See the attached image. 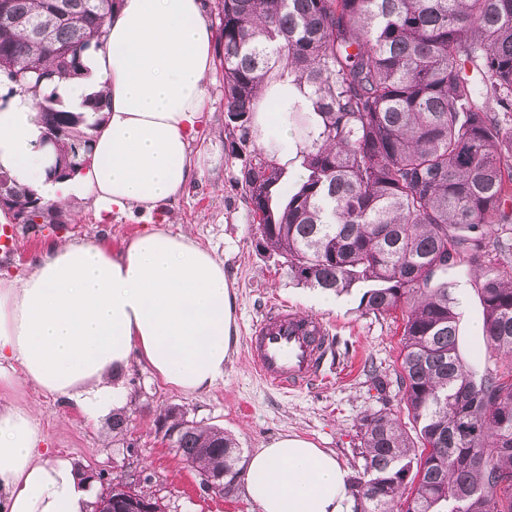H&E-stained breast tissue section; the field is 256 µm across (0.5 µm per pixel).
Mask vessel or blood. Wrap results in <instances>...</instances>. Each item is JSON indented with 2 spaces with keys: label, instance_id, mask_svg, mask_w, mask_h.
<instances>
[{
  "label": "vessel or blood",
  "instance_id": "obj_1",
  "mask_svg": "<svg viewBox=\"0 0 512 512\" xmlns=\"http://www.w3.org/2000/svg\"><path fill=\"white\" fill-rule=\"evenodd\" d=\"M329 345V329L320 318L284 305L266 311L245 342L260 378L284 395L322 379Z\"/></svg>",
  "mask_w": 512,
  "mask_h": 512
}]
</instances>
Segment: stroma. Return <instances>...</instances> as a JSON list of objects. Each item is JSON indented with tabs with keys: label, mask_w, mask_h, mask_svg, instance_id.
Wrapping results in <instances>:
<instances>
[{
	"label": "stroma",
	"mask_w": 512,
	"mask_h": 512,
	"mask_svg": "<svg viewBox=\"0 0 512 512\" xmlns=\"http://www.w3.org/2000/svg\"><path fill=\"white\" fill-rule=\"evenodd\" d=\"M205 111L207 120L192 142L197 176L180 199L148 217L115 211L104 220L89 205L74 202L70 208L77 218L70 223L44 224L35 233L12 225V248L0 250V279L25 276L39 257L66 240L95 241L116 250L150 225L188 232L223 262L236 297L239 342L224 363L223 382L201 393H184L166 385L144 364L131 363L124 373L130 404L123 410L128 428L122 435L113 432L110 417L85 419L62 400L31 386H22L15 399L35 409L51 454L72 458L83 471L106 480L140 471L149 474L139 489L157 499L163 512H260L244 481H237L228 495L205 490L198 472L165 438L161 414L171 408L187 420L219 428L240 448L242 468L256 449L279 436L296 434L333 452L346 473L354 474L362 465L358 427L364 415L390 408L406 432L414 430L400 404V324L388 316L363 313L361 289L333 297L326 307L319 290L288 277L281 258L259 245L247 199L234 185L239 163L225 149L229 131L221 70H213L208 80ZM468 278L465 267L448 273L449 281L461 284L463 350L480 366L487 355L480 331L482 312ZM272 304L288 305L329 325L330 382L285 396L257 378L242 340ZM371 365L378 367V375L368 373Z\"/></svg>",
	"instance_id": "35a3bbf8"
}]
</instances>
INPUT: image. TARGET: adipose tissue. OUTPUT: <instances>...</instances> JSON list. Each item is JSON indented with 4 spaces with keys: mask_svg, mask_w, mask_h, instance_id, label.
I'll return each mask as SVG.
<instances>
[{
    "mask_svg": "<svg viewBox=\"0 0 512 512\" xmlns=\"http://www.w3.org/2000/svg\"><path fill=\"white\" fill-rule=\"evenodd\" d=\"M103 49L56 96L71 110L104 93L89 161L73 176L49 171L35 101L0 84V170L58 206L78 199L97 214H153L195 177L191 142L204 120L214 35L201 0H118ZM291 77L267 84L253 114L259 146L292 142L290 116L308 107ZM237 341L224 265L190 234L150 227L111 252L83 240L56 246L19 280L0 279V512H84L91 492L66 457H45L32 407L12 401L19 383L63 400L86 418L127 406L132 359L165 383L200 392L224 378ZM248 493L260 512H350L335 455L284 435L249 457Z\"/></svg>",
    "mask_w": 512,
    "mask_h": 512,
    "instance_id": "ef3b65f1",
    "label": "adipose tissue"
}]
</instances>
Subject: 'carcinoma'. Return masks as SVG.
Returning a JSON list of instances; mask_svg holds the SVG:
<instances>
[{
    "label": "carcinoma",
    "instance_id": "cac0c4a2",
    "mask_svg": "<svg viewBox=\"0 0 512 512\" xmlns=\"http://www.w3.org/2000/svg\"><path fill=\"white\" fill-rule=\"evenodd\" d=\"M59 2L0 0L25 23L0 22V76L37 100L63 177L99 122L45 91L104 47L115 0H71L69 16ZM218 30L228 154L260 244L303 286L361 288L362 311L401 313L400 402L417 440L387 409L361 419L354 512H512V0H224ZM286 72L312 99L292 115V187L252 128L265 81ZM0 194L15 222L66 223L2 171ZM459 267L491 365L460 348ZM171 444L199 474L224 471L231 492L238 448L224 432L195 423Z\"/></svg>",
    "mask_w": 512,
    "mask_h": 512
}]
</instances>
